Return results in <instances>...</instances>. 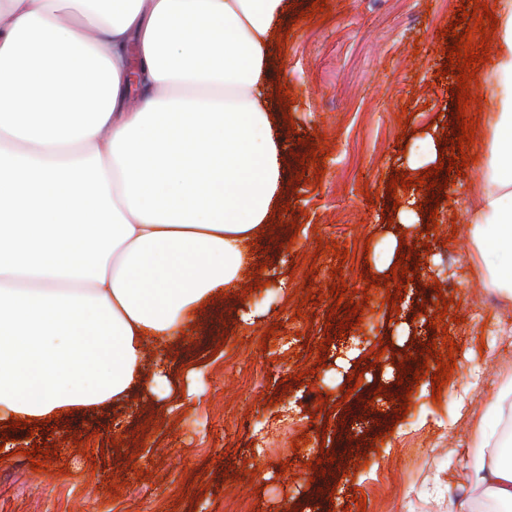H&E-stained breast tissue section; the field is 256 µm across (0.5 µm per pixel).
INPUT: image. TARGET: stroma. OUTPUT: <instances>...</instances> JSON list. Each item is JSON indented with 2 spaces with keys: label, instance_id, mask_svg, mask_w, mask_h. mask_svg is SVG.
Returning a JSON list of instances; mask_svg holds the SVG:
<instances>
[{
  "label": "stroma",
  "instance_id": "1",
  "mask_svg": "<svg viewBox=\"0 0 512 512\" xmlns=\"http://www.w3.org/2000/svg\"><path fill=\"white\" fill-rule=\"evenodd\" d=\"M286 2L269 47L270 119L286 148L280 205L256 243L266 287L245 276L182 340L148 347V364H168V396L135 390L110 407L0 430L15 451L0 462V512H225L232 498L252 512H448L471 494L472 424L512 377V302L480 281L467 222L495 118L492 64L469 83L473 163L450 175L437 226L425 227L424 210L402 228L393 202L409 194L387 195L391 174L417 177L409 156L438 124L451 156L458 73H442V49L462 0H328L316 13L312 0ZM315 146L323 156L303 165ZM398 234L417 244L404 265L420 272L392 315L385 287L365 288L362 276ZM321 242L346 260L316 254ZM340 285L345 300L370 306L346 329L330 295ZM442 309L446 319L430 324ZM248 310L261 313L250 325L240 319ZM446 337L459 351L436 403L431 378L409 387L398 373L416 370L428 341L437 370ZM358 365L359 385L344 394ZM36 444L51 452L38 471Z\"/></svg>",
  "mask_w": 512,
  "mask_h": 512
}]
</instances>
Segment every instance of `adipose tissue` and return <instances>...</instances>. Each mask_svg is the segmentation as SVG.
Masks as SVG:
<instances>
[{
  "label": "adipose tissue",
  "mask_w": 512,
  "mask_h": 512,
  "mask_svg": "<svg viewBox=\"0 0 512 512\" xmlns=\"http://www.w3.org/2000/svg\"><path fill=\"white\" fill-rule=\"evenodd\" d=\"M285 0H0V422L141 387L146 344L255 272L278 202L272 26ZM497 112L468 222L481 280L512 299V0H495ZM453 512H512V432Z\"/></svg>",
  "instance_id": "adipose-tissue-1"
}]
</instances>
